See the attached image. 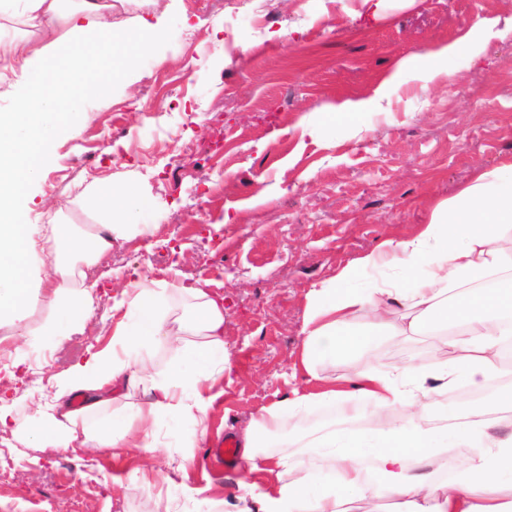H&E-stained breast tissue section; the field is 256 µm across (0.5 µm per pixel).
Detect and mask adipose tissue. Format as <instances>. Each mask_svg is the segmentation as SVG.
<instances>
[{
    "instance_id": "ef3b65f1",
    "label": "adipose tissue",
    "mask_w": 512,
    "mask_h": 512,
    "mask_svg": "<svg viewBox=\"0 0 512 512\" xmlns=\"http://www.w3.org/2000/svg\"><path fill=\"white\" fill-rule=\"evenodd\" d=\"M21 13L28 26L46 33L64 28L70 45L49 42L31 55L0 46L16 105L0 110V328L10 339L31 337L56 346L91 309L94 297L85 271L103 260L116 239L150 235L144 217L152 197L135 186L95 179L73 198L97 221L78 226L64 218V204L49 206L48 223L25 217L30 187L42 180L55 146L73 138L88 119L85 103L104 96L108 84L91 78L96 44L112 55L111 83L130 79L136 62L156 53L158 24L140 18L127 28L112 20L110 0H0V13ZM46 267L35 279L34 262ZM379 274L371 288L351 283L359 271ZM188 303L190 313L178 311ZM398 323H386L389 306ZM120 320L110 347L93 351L55 378L56 388L39 405L41 422L28 432L33 448H61L74 457L103 448L158 446L159 414L186 418L194 429L189 447L203 441L213 403L224 393V308L203 287L139 276L112 304ZM374 320L356 326L359 312ZM444 329L432 367L369 368L375 332L413 336L425 327ZM294 373L309 377L307 390L292 389L251 418L241 435L249 478L240 482L256 512H350L354 498L386 494L398 512H512L500 493L512 489V433H494L481 411L465 424L439 427L430 407L435 394L465 384L489 394L500 366L502 344L512 339V161L480 172L432 211L408 238L388 240L342 268L309 293ZM164 343L175 360L157 373L152 344ZM362 364L342 375H323L320 362ZM151 393L133 414L97 419L116 402L118 384ZM82 396L80 407L72 399ZM374 410L359 425V403ZM336 406L344 423L310 441L321 465L295 466L270 453L282 420L318 406ZM470 449L451 476L438 474V456Z\"/></svg>"
}]
</instances>
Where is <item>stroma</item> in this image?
<instances>
[{"instance_id":"1","label":"stroma","mask_w":512,"mask_h":512,"mask_svg":"<svg viewBox=\"0 0 512 512\" xmlns=\"http://www.w3.org/2000/svg\"><path fill=\"white\" fill-rule=\"evenodd\" d=\"M163 20L155 56L128 83L88 102L90 119L58 143L30 189L29 223L77 181L134 183L157 208L149 237L116 240L90 278L94 308L55 348L24 349L0 392L9 393L14 430L0 432L12 463L0 512H157L168 497L182 512L210 501L243 512L245 467L208 464V440L236 436L252 416L284 398L303 340L307 295L388 239L413 236L433 208L480 171L512 158V0H386L380 13L360 0H125L116 22ZM269 17L264 33L253 20ZM455 46L449 78L427 83L399 62ZM367 101L354 124L329 106ZM313 114L319 140L298 121ZM208 280L224 299V394L193 450L186 484L143 485L142 475L184 452L191 422L158 417L161 448L74 459L26 448L18 433L36 422L54 375L112 343V299L134 275ZM439 337L380 336L378 360L428 363ZM329 425L324 409L299 414L274 441L292 455Z\"/></svg>"}]
</instances>
